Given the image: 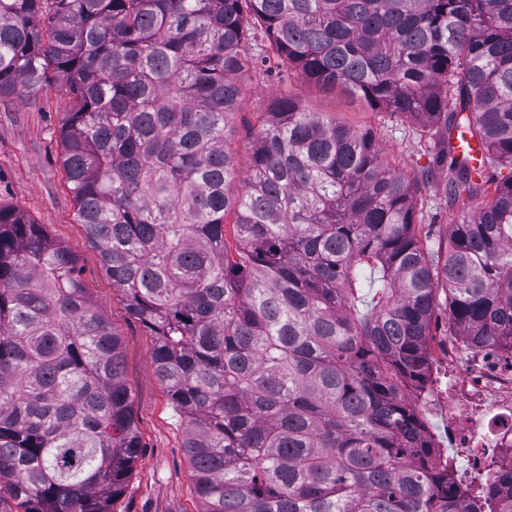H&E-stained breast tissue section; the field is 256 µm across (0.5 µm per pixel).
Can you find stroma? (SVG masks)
<instances>
[{"label": "stroma", "instance_id": "35a3bbf8", "mask_svg": "<svg viewBox=\"0 0 512 512\" xmlns=\"http://www.w3.org/2000/svg\"><path fill=\"white\" fill-rule=\"evenodd\" d=\"M246 86L244 105L232 118L230 146L237 171L231 189H238L249 172L252 133L262 112L272 100L289 94L338 124L372 130L383 159L418 181V236L425 241L445 240L458 213L449 207L435 178L424 175L430 157L415 122L390 120L341 89L320 87L295 74L283 77L260 68L252 71ZM72 108L71 95L55 85L0 99V206L42 224L51 238L77 256L85 288L121 338L124 376L141 450L111 512H199L201 503L184 448V426L152 367L155 338L128 314L122 293L104 273L98 251L78 222L60 142V127Z\"/></svg>", "mask_w": 512, "mask_h": 512}]
</instances>
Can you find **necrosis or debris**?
Returning <instances> with one entry per match:
<instances>
[{
	"label": "necrosis or debris",
	"instance_id": "obj_1",
	"mask_svg": "<svg viewBox=\"0 0 512 512\" xmlns=\"http://www.w3.org/2000/svg\"><path fill=\"white\" fill-rule=\"evenodd\" d=\"M406 398L423 421L441 423L436 468L464 461L490 486L512 464L511 344L476 348L467 337H451L442 353L430 354L424 382L408 388Z\"/></svg>",
	"mask_w": 512,
	"mask_h": 512
}]
</instances>
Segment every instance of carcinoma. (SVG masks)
<instances>
[{"label":"carcinoma","instance_id":"obj_1","mask_svg":"<svg viewBox=\"0 0 512 512\" xmlns=\"http://www.w3.org/2000/svg\"><path fill=\"white\" fill-rule=\"evenodd\" d=\"M259 30L277 67L424 123L451 205L491 198L424 244L373 134L289 95L232 191ZM51 79L78 220L155 336L201 512H460L401 385L441 293L451 335L512 342V0H0V98ZM461 128L507 176L473 177ZM140 448L77 257L0 206V512H111ZM467 512H512V469Z\"/></svg>","mask_w":512,"mask_h":512}]
</instances>
